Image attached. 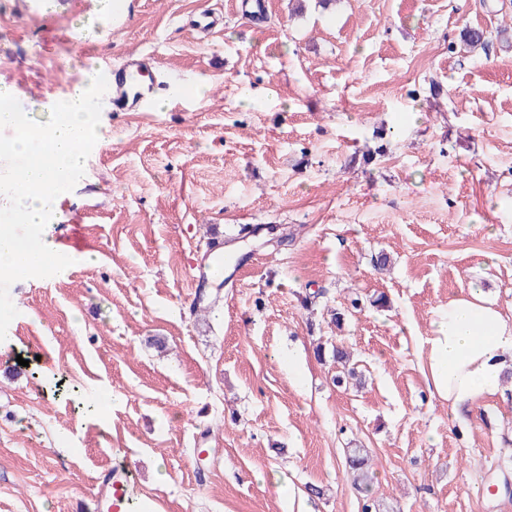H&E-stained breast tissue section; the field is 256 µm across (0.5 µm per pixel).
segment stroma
I'll return each instance as SVG.
<instances>
[{
    "label": "stroma",
    "instance_id": "1",
    "mask_svg": "<svg viewBox=\"0 0 512 512\" xmlns=\"http://www.w3.org/2000/svg\"><path fill=\"white\" fill-rule=\"evenodd\" d=\"M263 4L259 20L242 0H134L106 38L93 0H55L47 23L0 0V84L24 111L95 55H150L167 84L160 107L102 113L95 174L61 195L88 242L68 274L9 288L0 512H93L116 467L130 512H285L291 491L303 512H361L350 448L380 512H512L491 492L512 483V378L459 418L424 373L449 299L477 288L512 312V0ZM203 10L220 23L199 34ZM240 224L289 238L228 242ZM202 290L220 295L204 314ZM320 343L348 348L363 385L334 384Z\"/></svg>",
    "mask_w": 512,
    "mask_h": 512
}]
</instances>
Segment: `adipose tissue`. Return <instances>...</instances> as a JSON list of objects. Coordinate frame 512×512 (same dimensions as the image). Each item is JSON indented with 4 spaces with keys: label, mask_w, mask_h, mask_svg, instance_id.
Masks as SVG:
<instances>
[{
    "label": "adipose tissue",
    "mask_w": 512,
    "mask_h": 512,
    "mask_svg": "<svg viewBox=\"0 0 512 512\" xmlns=\"http://www.w3.org/2000/svg\"><path fill=\"white\" fill-rule=\"evenodd\" d=\"M432 326L424 368L433 394L455 412L500 392L512 366V316L471 289L437 311Z\"/></svg>",
    "instance_id": "adipose-tissue-1"
}]
</instances>
